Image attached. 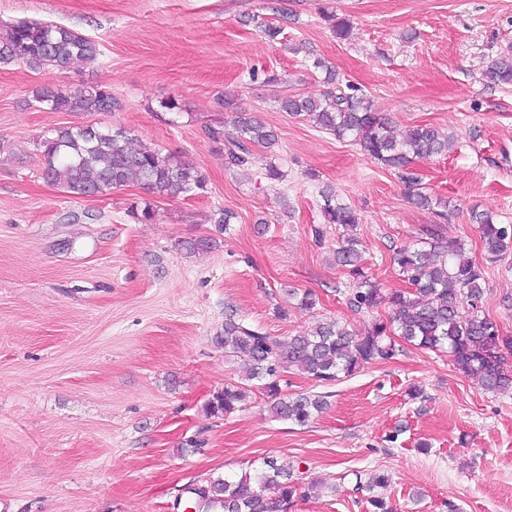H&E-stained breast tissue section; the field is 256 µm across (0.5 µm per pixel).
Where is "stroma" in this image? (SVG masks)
Segmentation results:
<instances>
[{"label":"stroma","instance_id":"1","mask_svg":"<svg viewBox=\"0 0 512 512\" xmlns=\"http://www.w3.org/2000/svg\"><path fill=\"white\" fill-rule=\"evenodd\" d=\"M327 11L350 19L347 39ZM259 17L282 34L269 40ZM22 20L93 38L101 55L78 70L0 65V512H177L189 484L267 457L318 485L288 512H368L358 484L378 472L390 477L391 512H512V396L482 391L443 353L407 345L330 384L284 373L285 392L327 398L305 426L273 418L259 393L227 418L205 410L242 375L212 342L227 309L278 336L325 319L360 334L387 317L385 303L347 306L339 234L312 235L325 184L359 213L364 266L382 288L403 285L394 248L439 225L483 266L481 309L512 336V255L486 261L468 215L489 208L512 224V86L479 79L512 43V0H0V28ZM313 54L395 134L430 123L454 135L448 155L414 164L425 191L447 201L446 221L350 140L277 109L283 96L326 91ZM92 84L122 110L52 112L35 100L41 88ZM170 99L177 110L164 109ZM240 111L277 132L255 165L275 158L284 180L225 166L206 131ZM72 125L124 127L134 145L200 170L206 187L74 196L45 178L39 149ZM147 204L153 216L138 222ZM221 209L234 214L223 232L212 220ZM210 236V251L180 246ZM293 288L314 292L316 309L297 308Z\"/></svg>","mask_w":512,"mask_h":512}]
</instances>
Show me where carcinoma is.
Masks as SVG:
<instances>
[{"label": "carcinoma", "instance_id": "carcinoma-1", "mask_svg": "<svg viewBox=\"0 0 512 512\" xmlns=\"http://www.w3.org/2000/svg\"><path fill=\"white\" fill-rule=\"evenodd\" d=\"M100 54L97 41L58 25L18 21L0 32V64L4 65L65 70L90 64ZM312 65L324 73L329 90L320 98L285 96L277 101V109L303 116L338 138L351 139L365 155L395 173L414 205L426 209L439 205L422 190L412 164L447 154L454 146L453 137L431 124L416 125L404 136H395L362 89L343 81L320 58ZM481 76L488 87L512 86V47L488 63ZM36 101L52 112L111 113L123 108L122 100L111 91L93 85L39 91ZM207 135L223 146L224 164L236 169L253 166L256 148L271 150L278 144L275 131L247 112L238 113L232 128L210 127ZM39 147L46 178L77 196H107L130 183L167 198L190 196L206 187L201 171L170 153L132 147L121 127L104 129L96 138L88 137L82 126L57 127ZM319 197L322 223L313 225V237L319 244L324 242L331 224L342 231L334 258L351 277L347 305L368 313L387 302L388 318L373 322L361 336L335 321L319 322L293 336H273L234 312L225 314L224 328L212 341L224 350V357L242 361L246 373L242 381L225 384L208 401L210 415L229 416L258 390L267 398L273 417L305 426L322 412L325 396L283 392L280 382L287 369L295 367L323 384L335 382L367 364L395 358L396 336L421 349L448 354L458 370L477 379L484 391L511 396L512 367L506 355H512V337L502 335L497 322L480 310L484 270L466 256L461 241L444 238L434 226L427 230L429 240L397 250L393 263L408 288L385 292L365 271L358 238L351 234L360 223L357 212L328 185L320 189ZM470 219L479 229L489 260L512 254V225L495 223L489 210H473ZM215 244L212 237L194 238L183 241L182 248L196 253ZM303 480L300 470L269 459L261 468L245 470L232 479L209 478L186 489V507L193 512H287ZM388 482V476L373 474L359 485L371 493L368 502L377 512H386V503L373 491ZM270 489L275 490L273 498L268 496Z\"/></svg>", "mask_w": 512, "mask_h": 512}]
</instances>
